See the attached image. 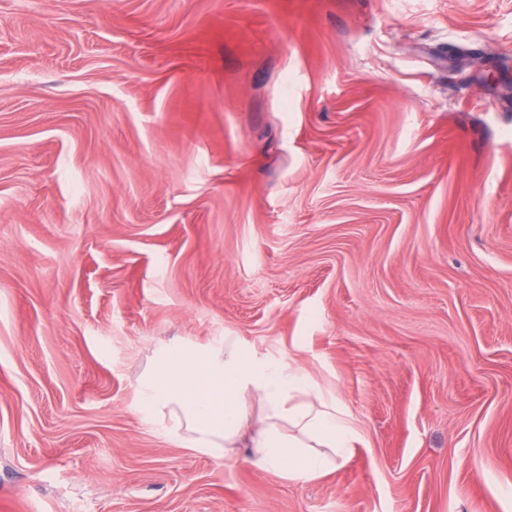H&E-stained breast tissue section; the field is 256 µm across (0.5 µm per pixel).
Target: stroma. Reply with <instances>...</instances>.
Here are the masks:
<instances>
[{"label":"stroma","instance_id":"obj_1","mask_svg":"<svg viewBox=\"0 0 512 512\" xmlns=\"http://www.w3.org/2000/svg\"><path fill=\"white\" fill-rule=\"evenodd\" d=\"M229 335L367 447L144 422ZM0 512H512V0H0Z\"/></svg>","mask_w":512,"mask_h":512}]
</instances>
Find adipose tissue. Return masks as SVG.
Masks as SVG:
<instances>
[{
	"label": "adipose tissue",
	"instance_id": "adipose-tissue-1",
	"mask_svg": "<svg viewBox=\"0 0 512 512\" xmlns=\"http://www.w3.org/2000/svg\"><path fill=\"white\" fill-rule=\"evenodd\" d=\"M135 406L179 447L217 459L243 448L253 466L290 481L324 477L366 445L335 393L241 336L217 346L160 345L138 380Z\"/></svg>",
	"mask_w": 512,
	"mask_h": 512
}]
</instances>
